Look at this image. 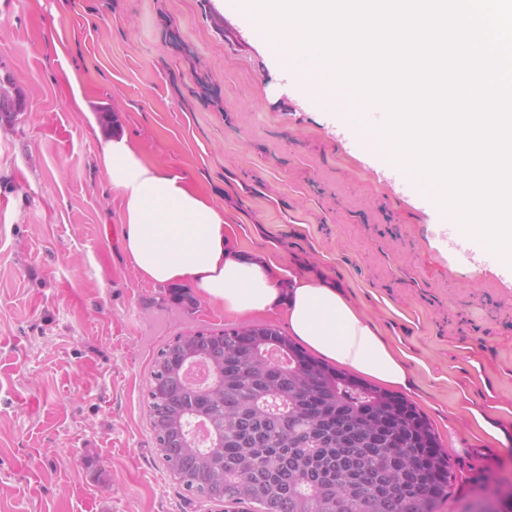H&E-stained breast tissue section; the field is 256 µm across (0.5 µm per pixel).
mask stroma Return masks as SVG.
<instances>
[{"label": "stroma", "mask_w": 512, "mask_h": 512, "mask_svg": "<svg viewBox=\"0 0 512 512\" xmlns=\"http://www.w3.org/2000/svg\"><path fill=\"white\" fill-rule=\"evenodd\" d=\"M5 75L26 110L0 122V512H222L166 470L147 386L169 341L238 321L134 270L98 163L118 134L210 199L231 248L336 283L402 355L455 476L438 512H512V269L308 104L250 11L0 0Z\"/></svg>", "instance_id": "1"}]
</instances>
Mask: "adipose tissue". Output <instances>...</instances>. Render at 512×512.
<instances>
[{
    "mask_svg": "<svg viewBox=\"0 0 512 512\" xmlns=\"http://www.w3.org/2000/svg\"><path fill=\"white\" fill-rule=\"evenodd\" d=\"M98 160L122 198L126 254L144 281L192 286L229 317L281 316L313 354L406 386L404 362L340 289L297 277L281 290L280 266L231 251L217 209L180 176L149 164L127 137L104 142Z\"/></svg>",
    "mask_w": 512,
    "mask_h": 512,
    "instance_id": "adipose-tissue-1",
    "label": "adipose tissue"
}]
</instances>
